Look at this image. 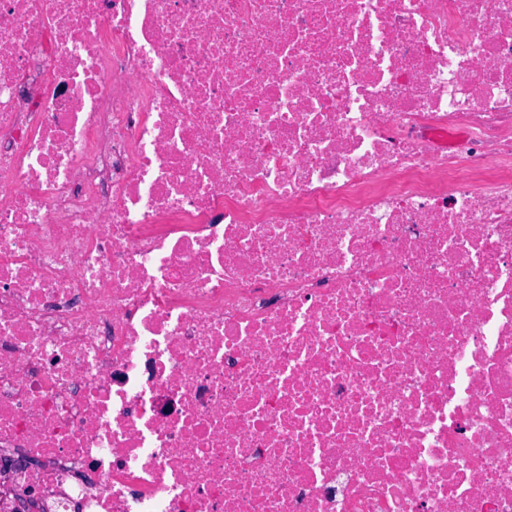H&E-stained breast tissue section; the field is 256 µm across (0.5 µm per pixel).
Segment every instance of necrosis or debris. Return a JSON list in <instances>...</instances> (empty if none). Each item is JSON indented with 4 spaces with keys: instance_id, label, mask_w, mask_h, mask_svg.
Segmentation results:
<instances>
[{
    "instance_id": "necrosis-or-debris-1",
    "label": "necrosis or debris",
    "mask_w": 512,
    "mask_h": 512,
    "mask_svg": "<svg viewBox=\"0 0 512 512\" xmlns=\"http://www.w3.org/2000/svg\"><path fill=\"white\" fill-rule=\"evenodd\" d=\"M0 473L512 512V0H0Z\"/></svg>"
}]
</instances>
